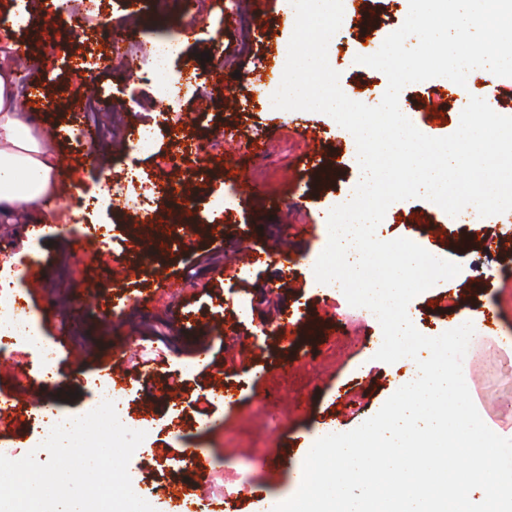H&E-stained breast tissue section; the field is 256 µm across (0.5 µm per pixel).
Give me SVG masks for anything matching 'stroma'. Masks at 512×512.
<instances>
[{
  "label": "stroma",
  "mask_w": 512,
  "mask_h": 512,
  "mask_svg": "<svg viewBox=\"0 0 512 512\" xmlns=\"http://www.w3.org/2000/svg\"><path fill=\"white\" fill-rule=\"evenodd\" d=\"M288 2L249 0L245 17L228 28L225 0H107L102 17L75 30L70 17L80 12L81 0H0V19L27 17L9 36L0 37V51L25 42L28 56L15 61V73L44 67L48 109L40 125L48 147L63 146L77 160L71 188L96 192L130 169L144 172L160 188L179 180L191 188L187 200L163 197L155 213L160 222L180 215L176 231L183 247L153 256L147 267L132 256L133 241L149 240L152 230L140 213L84 208L71 188L47 203L53 223L66 225L67 234L29 240L21 225L0 223V241L11 245L9 252L0 253V277L37 263L46 267L42 277L19 281L16 295L35 315L37 333L57 348L59 411L77 415L98 407L93 383L112 378L110 345L133 347L143 337L147 349L160 355L156 368L171 392L146 391L135 379L116 388L137 430L146 434L128 471L155 512H172L171 490L191 477L182 461L186 448L202 449L211 461L214 512H264L267 503L288 500L296 493L297 472L323 420H335L341 433L357 428L409 373L407 360H376L383 342L378 319L362 318L359 335L337 333V322L355 311L333 285L314 276L315 262L327 245L328 213L361 180L354 165L355 141L342 135L326 114L267 110L263 100L275 92L276 83L250 82L253 71L285 61L293 30L280 17ZM351 8L363 11L370 23L334 34L336 69L342 85L374 106L388 81L359 59L402 26L408 0H353ZM117 34L145 46L162 34L185 38L183 55L172 62L168 76L182 81L178 133L198 144L199 151L180 169L168 164L172 146L167 133L146 155L121 145L117 129L109 131L93 155L68 135L71 102L78 93L113 100L125 123L141 127L155 121L154 110L144 106L154 95L144 70L121 79L102 64L101 52ZM216 45L223 48L217 55L212 52ZM76 59L83 64L79 78L70 67ZM404 97L410 121L425 135L445 137L458 128L461 110L443 78L409 84ZM266 130L276 136L268 155L245 162L227 151L225 133ZM310 153L323 160V172L306 170L303 159ZM252 183L280 200V208L250 204L223 214L205 208L206 198L225 186L242 195ZM301 183L308 187L303 197L296 194ZM505 220L498 214L455 224L424 198L388 208L380 240L409 238L460 266L457 276L438 282L409 304L420 333L438 336L457 328L464 311L472 324H480L491 308L498 316L499 337L512 338V233L504 231ZM96 224L113 226L111 245L94 234ZM219 235L228 248L242 241L260 249L269 239L281 238L297 262L293 276L280 281L273 268L240 261L217 277L214 269L223 260L215 249ZM168 271L184 278L181 296L160 288V276ZM117 293L149 296L153 303L141 312L114 303ZM81 299L92 302L95 312L79 313ZM183 304L195 314L193 327L171 316ZM284 310L294 311L296 320L283 329L277 321ZM190 334L204 337L209 347L208 355L194 363L184 351ZM466 357L477 372L468 389L483 422L499 436L512 437V348L487 343L469 348ZM187 363L194 366L188 375L182 371ZM34 375L28 350L12 346L0 353V400L20 405L16 411H0V424L6 427L0 448L33 451L44 462V430L21 411L29 399L27 381ZM219 380L236 392V403L211 399ZM295 439L301 448L292 451L290 465H276V457Z\"/></svg>",
  "instance_id": "obj_1"
}]
</instances>
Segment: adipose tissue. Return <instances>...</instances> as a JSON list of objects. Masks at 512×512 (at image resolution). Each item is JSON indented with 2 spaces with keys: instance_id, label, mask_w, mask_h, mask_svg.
Instances as JSON below:
<instances>
[{
  "instance_id": "adipose-tissue-1",
  "label": "adipose tissue",
  "mask_w": 512,
  "mask_h": 512,
  "mask_svg": "<svg viewBox=\"0 0 512 512\" xmlns=\"http://www.w3.org/2000/svg\"><path fill=\"white\" fill-rule=\"evenodd\" d=\"M54 170L37 114L20 107L12 62L0 63V223L41 213L57 191Z\"/></svg>"
}]
</instances>
